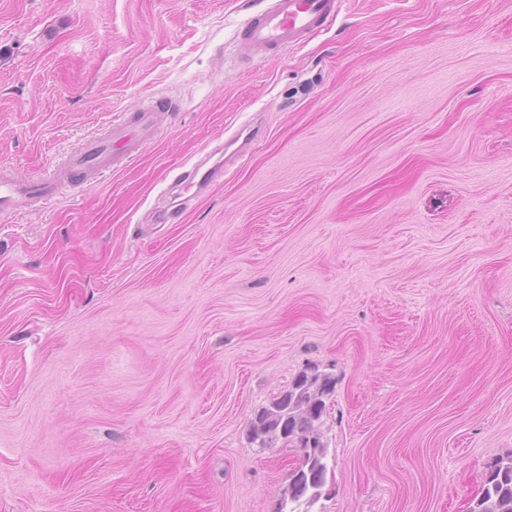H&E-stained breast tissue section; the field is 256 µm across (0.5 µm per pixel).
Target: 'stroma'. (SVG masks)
Segmentation results:
<instances>
[{"label":"stroma","instance_id":"1","mask_svg":"<svg viewBox=\"0 0 512 512\" xmlns=\"http://www.w3.org/2000/svg\"><path fill=\"white\" fill-rule=\"evenodd\" d=\"M266 5L0 0L18 177L173 105L94 186L0 215V512H276L298 453L249 423L311 369L316 512H469L512 454V0H343L236 54ZM219 137L223 184L155 223ZM341 0H273L247 18L236 38L253 57L266 58L298 46L331 21Z\"/></svg>","mask_w":512,"mask_h":512}]
</instances>
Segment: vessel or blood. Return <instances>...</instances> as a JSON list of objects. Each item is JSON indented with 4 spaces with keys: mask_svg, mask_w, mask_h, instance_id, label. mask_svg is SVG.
Masks as SVG:
<instances>
[{
    "mask_svg": "<svg viewBox=\"0 0 512 512\" xmlns=\"http://www.w3.org/2000/svg\"><path fill=\"white\" fill-rule=\"evenodd\" d=\"M341 0H272L247 18L236 37L252 54L264 58L298 46L337 14ZM162 101L148 98L111 121L103 135L88 138L65 155L45 176L17 178L0 168V213L19 203L45 205L69 189L89 187L103 175L139 156L158 135ZM224 179L222 162L198 160L179 176V186L205 192Z\"/></svg>",
    "mask_w": 512,
    "mask_h": 512,
    "instance_id": "obj_1",
    "label": "vessel or blood"
}]
</instances>
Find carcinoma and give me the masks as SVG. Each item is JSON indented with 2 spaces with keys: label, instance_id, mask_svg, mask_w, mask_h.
I'll return each instance as SVG.
<instances>
[{
  "label": "carcinoma",
  "instance_id": "cac0c4a2",
  "mask_svg": "<svg viewBox=\"0 0 512 512\" xmlns=\"http://www.w3.org/2000/svg\"><path fill=\"white\" fill-rule=\"evenodd\" d=\"M335 389V381L318 371L301 373L291 387L261 407L250 423L251 443L274 448L280 442L279 431L296 430L304 440L319 443L320 421L327 400ZM321 475L301 471L288 479L282 497L290 501L292 512H300ZM471 512H512V456L495 457L487 462L480 495L474 499Z\"/></svg>",
  "mask_w": 512,
  "mask_h": 512
}]
</instances>
